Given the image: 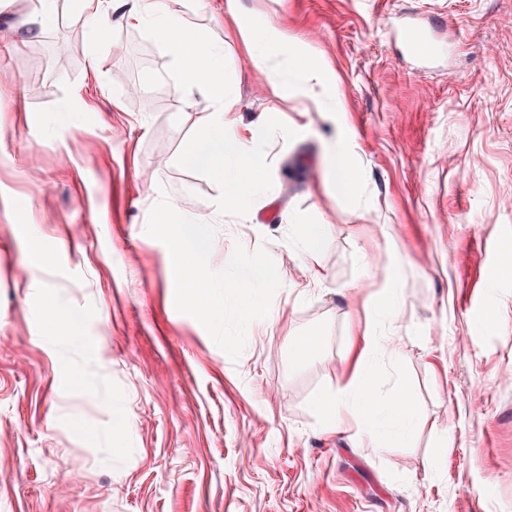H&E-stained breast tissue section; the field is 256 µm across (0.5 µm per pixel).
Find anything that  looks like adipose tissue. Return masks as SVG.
<instances>
[{
    "instance_id": "obj_1",
    "label": "adipose tissue",
    "mask_w": 512,
    "mask_h": 512,
    "mask_svg": "<svg viewBox=\"0 0 512 512\" xmlns=\"http://www.w3.org/2000/svg\"><path fill=\"white\" fill-rule=\"evenodd\" d=\"M170 0H77L75 21L95 41L109 42L113 25L144 28L152 35L174 66L172 89L184 105H191L195 91H205L210 100L208 111L198 113V133L182 146L177 160L186 167L208 173L215 181L218 195L209 212L186 213L170 201H158L166 218L175 219L181 232L174 247L176 280L180 288L210 308L219 302L212 292L215 272L209 258L218 243L202 230L203 225L232 218L234 223L249 224L254 220L252 201L260 192L269 190L271 163L266 144L269 137L290 140L297 136L298 126L263 131L260 124L243 123L236 116L238 99L224 75V46L215 42L208 29L199 27L184 14L170 8ZM239 0H226L223 26L237 29L244 51L262 76L273 97H299L305 110L336 112L340 101L327 70L301 55L296 45L276 28L255 33L238 8ZM272 57L286 58L289 69L269 66ZM327 172L337 192L357 198L358 180L352 160V144L346 137L331 142L324 154ZM395 258L383 289L367 299L362 307L364 322L353 323L352 357L354 381L336 396L320 400L329 431L355 423L358 430L381 440L402 441L411 434L416 417L408 398L396 393L381 398L376 384L378 366L373 358L377 343L376 325L395 323L401 316L404 293L400 267ZM272 267L248 261L240 266L224 286L237 298L241 316H249L260 294L272 285Z\"/></svg>"
}]
</instances>
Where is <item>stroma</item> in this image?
<instances>
[{"mask_svg": "<svg viewBox=\"0 0 512 512\" xmlns=\"http://www.w3.org/2000/svg\"><path fill=\"white\" fill-rule=\"evenodd\" d=\"M240 3L255 30L328 64L343 107L272 100L211 21L224 0H173L223 40L244 121L302 128L268 143L275 198L256 196V223L209 227L218 278L251 259L276 269L247 323L223 288L214 311L182 295L179 227L151 205L213 204V180L176 161L207 95L185 107L146 30L98 44L73 0L41 26L28 0H0V512H512V0ZM406 20L451 46L447 66L401 58L391 31ZM342 131L358 206L324 172ZM299 220L321 227L315 286L293 253ZM397 254L381 391L406 393L425 425L382 448L326 431L314 404L351 381L348 326ZM51 303L83 313L86 346L55 336ZM298 336L319 345L296 357Z\"/></svg>", "mask_w": 512, "mask_h": 512, "instance_id": "obj_1", "label": "stroma"}]
</instances>
